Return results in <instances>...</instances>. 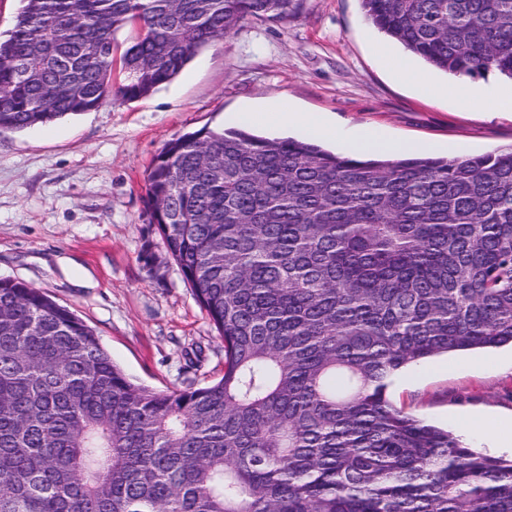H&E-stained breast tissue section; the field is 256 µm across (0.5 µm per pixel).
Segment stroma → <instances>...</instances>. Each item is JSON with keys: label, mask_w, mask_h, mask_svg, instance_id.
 <instances>
[{"label": "stroma", "mask_w": 512, "mask_h": 512, "mask_svg": "<svg viewBox=\"0 0 512 512\" xmlns=\"http://www.w3.org/2000/svg\"><path fill=\"white\" fill-rule=\"evenodd\" d=\"M382 46L434 83L455 84L379 31L361 0H300L288 18L242 20L147 97L0 129V279L74 311L134 382L167 391L219 380L224 344L150 224L145 179L168 142L281 102L343 130L380 127L431 157L512 145L511 118L412 85L384 65ZM389 392L396 406L493 455L512 428V347L427 359Z\"/></svg>", "instance_id": "1"}]
</instances>
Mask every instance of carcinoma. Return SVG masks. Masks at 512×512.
Returning a JSON list of instances; mask_svg holds the SVG:
<instances>
[{"instance_id": "obj_1", "label": "carcinoma", "mask_w": 512, "mask_h": 512, "mask_svg": "<svg viewBox=\"0 0 512 512\" xmlns=\"http://www.w3.org/2000/svg\"><path fill=\"white\" fill-rule=\"evenodd\" d=\"M361 2L430 66L512 79V0ZM295 5L25 0L0 40V129L147 96ZM146 190L224 374L134 384L72 311L1 279L0 512H512V460L388 398L411 364L512 344V147L357 158L203 128L162 149Z\"/></svg>"}]
</instances>
